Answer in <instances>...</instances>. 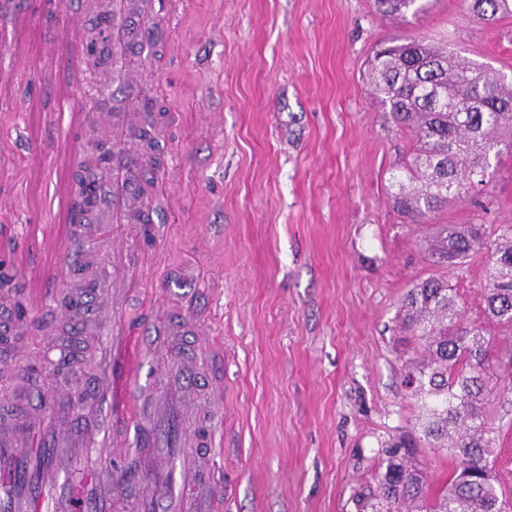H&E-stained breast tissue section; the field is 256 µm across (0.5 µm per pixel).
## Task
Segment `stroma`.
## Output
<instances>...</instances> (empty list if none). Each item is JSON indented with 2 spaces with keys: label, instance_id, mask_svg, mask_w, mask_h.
<instances>
[{
  "label": "stroma",
  "instance_id": "1",
  "mask_svg": "<svg viewBox=\"0 0 512 512\" xmlns=\"http://www.w3.org/2000/svg\"><path fill=\"white\" fill-rule=\"evenodd\" d=\"M417 14L377 10L374 0H183L172 32L150 28L127 55L143 107L104 90L103 61L54 92L45 51L64 37L42 11L23 54L0 46V258L37 279L50 253L27 230L44 210L43 185L69 163L48 133L65 97L109 112L130 154L159 157L169 194L150 190L131 225L150 222L162 275L187 272L182 298L155 288L126 314L158 330L203 322L224 347V512H360L385 468V447L418 410L402 385L414 344L397 327L414 283L446 278L466 319L484 322L500 359L512 330L485 321V257L434 265L424 240L439 224H512V156L491 167L484 207L449 204L414 223L392 204L393 176L413 147L373 97L367 60L389 39L450 46L512 78V15L491 25L463 0H423ZM88 226L82 275H64L39 310V333L20 329L18 366L81 357L107 341L99 317L124 255ZM103 281L81 339L59 299ZM494 473L512 497V376L493 403Z\"/></svg>",
  "mask_w": 512,
  "mask_h": 512
}]
</instances>
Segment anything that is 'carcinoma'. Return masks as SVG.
<instances>
[{
  "label": "carcinoma",
  "mask_w": 512,
  "mask_h": 512,
  "mask_svg": "<svg viewBox=\"0 0 512 512\" xmlns=\"http://www.w3.org/2000/svg\"><path fill=\"white\" fill-rule=\"evenodd\" d=\"M418 0H375L379 11H421ZM477 20L512 14V0H470ZM374 98L410 131L415 148L394 177L396 208L416 222L450 202H464L487 183L491 159L512 155V81L448 48L406 41L377 50L369 62ZM429 252L434 262L461 266L488 253L480 294L484 316L512 329V224H444ZM417 342L405 361L404 387L416 400L412 429L390 444L385 471L362 508L370 512H512L493 476L495 430L489 410L497 395L493 337L468 321L443 278L414 284L398 312ZM427 445L455 463L448 481L430 492L405 448Z\"/></svg>",
  "instance_id": "cac0c4a2"
}]
</instances>
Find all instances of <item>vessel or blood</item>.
I'll return each instance as SVG.
<instances>
[{
	"mask_svg": "<svg viewBox=\"0 0 512 512\" xmlns=\"http://www.w3.org/2000/svg\"><path fill=\"white\" fill-rule=\"evenodd\" d=\"M33 14L22 7L0 19V42L15 44L29 27ZM113 47L136 36L126 0H112L106 23ZM56 71L67 82H76L85 58L80 44L59 42L51 56ZM108 82L124 95L129 105L138 103V87L123 59L107 69ZM105 114H89L76 101H67L51 119L53 134L64 141L70 154L79 151L85 125L105 122ZM112 146V221L126 223L141 201L135 173L125 153L120 129L104 133ZM45 209L62 228L55 241L56 258L45 273L54 283L67 267L78 266L79 231L72 208L68 176L52 177L44 188ZM110 341L96 355L99 384L96 389L99 424L89 431L84 448H65L59 422L73 415L87 391L85 383L52 386L50 408L54 423L0 425V512H114L128 479L116 473L110 452L113 441L134 440L149 450L155 464L151 474L137 475L140 494L127 504V512H224L222 471L211 462L219 448L223 427L211 412L178 401L177 386H165L166 376L176 374L174 363L154 365L150 381L139 379L141 344L173 356L182 328L142 341L123 314L122 299L113 296L102 315ZM87 468L80 484L69 481L74 466Z\"/></svg>",
	"mask_w": 512,
	"mask_h": 512,
	"instance_id": "obj_1",
	"label": "vessel or blood"
}]
</instances>
